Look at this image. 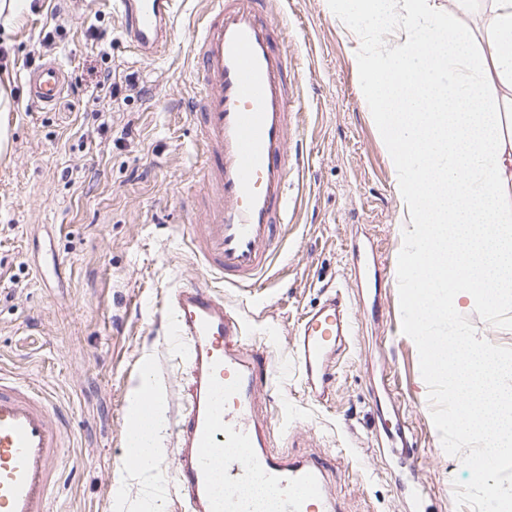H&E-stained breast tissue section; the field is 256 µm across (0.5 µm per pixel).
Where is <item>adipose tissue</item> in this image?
I'll use <instances>...</instances> for the list:
<instances>
[{
    "label": "adipose tissue",
    "instance_id": "1",
    "mask_svg": "<svg viewBox=\"0 0 512 512\" xmlns=\"http://www.w3.org/2000/svg\"><path fill=\"white\" fill-rule=\"evenodd\" d=\"M349 29L386 28L381 43L361 42L352 62L368 107L398 174L397 192L410 249L404 299L414 309L409 332L428 374L456 403L461 433L483 439L485 474L512 457V390L499 376L512 371L489 343L436 327L461 300L483 306L512 302V0H452L448 15L430 0H329ZM483 9L488 48L478 55L459 16ZM140 425L127 439L135 461L127 473L150 476L162 450V417L135 396Z\"/></svg>",
    "mask_w": 512,
    "mask_h": 512
}]
</instances>
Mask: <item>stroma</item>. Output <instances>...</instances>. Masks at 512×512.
Listing matches in <instances>:
<instances>
[{
	"label": "stroma",
	"mask_w": 512,
	"mask_h": 512,
	"mask_svg": "<svg viewBox=\"0 0 512 512\" xmlns=\"http://www.w3.org/2000/svg\"><path fill=\"white\" fill-rule=\"evenodd\" d=\"M207 0H185L165 55L141 58L107 0H31L0 31V69L15 100L13 149L0 157V371L49 392L70 438L50 512H143L147 489L119 483L124 415L144 361L167 408L157 464L164 512H185L174 482V430L186 370L161 310L166 294L200 277L184 204L213 203L188 116L194 23ZM277 42L292 62L301 109L288 134L295 210L259 288H224L250 323L247 343L277 366L267 415L289 457L327 472L335 512H485L467 462L480 440L433 420L448 388L424 371L405 330V244L387 148L359 103L354 36L324 0H276ZM48 60L66 72L43 111L25 77ZM132 82L116 102L101 71ZM132 127L124 135V127ZM342 293L354 334L323 396L290 367L302 316ZM512 356V303L472 306L444 324Z\"/></svg>",
	"instance_id": "35a3bbf8"
}]
</instances>
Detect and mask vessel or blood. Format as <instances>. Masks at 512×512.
<instances>
[{
  "label": "vessel or blood",
  "instance_id": "b4317fda",
  "mask_svg": "<svg viewBox=\"0 0 512 512\" xmlns=\"http://www.w3.org/2000/svg\"><path fill=\"white\" fill-rule=\"evenodd\" d=\"M178 2L110 0L131 45L146 58L165 52ZM276 25L269 0H208L192 40L201 94L189 116L211 155L205 177L217 203L196 213L189 226L191 253L206 277L178 286L162 305L190 375L174 467L187 512H248L239 492L254 480L279 489L276 512L335 510L323 468L275 450L258 416L273 359L263 349L240 352L246 322L225 307L216 289L220 280L259 285L271 266L278 227L288 220V128L300 100L291 92ZM65 79L59 63H44L27 79L29 99L52 108ZM352 333L339 298L304 316L292 361L309 394L324 392L328 362ZM67 446L54 401L1 373L0 512H49Z\"/></svg>",
  "mask_w": 512,
  "mask_h": 512
}]
</instances>
